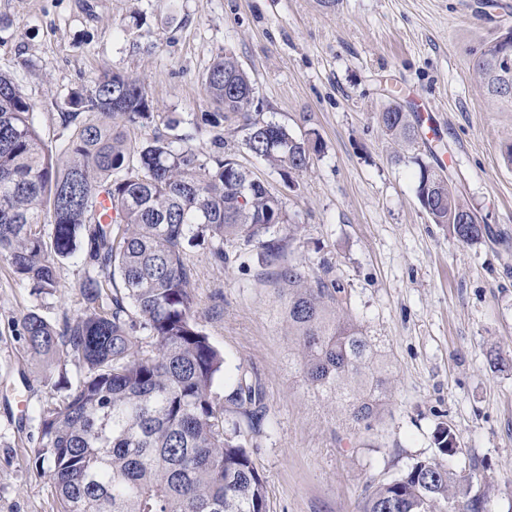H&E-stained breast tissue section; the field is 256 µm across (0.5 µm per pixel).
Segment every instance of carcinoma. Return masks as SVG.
Segmentation results:
<instances>
[{"label":"carcinoma","mask_w":512,"mask_h":512,"mask_svg":"<svg viewBox=\"0 0 512 512\" xmlns=\"http://www.w3.org/2000/svg\"><path fill=\"white\" fill-rule=\"evenodd\" d=\"M508 39L512 29L476 52L475 72L495 97L491 65ZM202 84L215 111L194 116L195 136L228 119L242 122L246 149L288 184L320 151L319 139H297L252 111L253 85L235 58L218 54ZM67 104L55 152L33 104L0 72V262L20 287L48 295L60 288V261L78 256L83 267L79 314L58 325L35 312L23 320L33 354L61 348L83 365L62 406L40 415L60 512H266L264 483L246 451L261 392L244 375L228 390L216 388L224 357L195 320L189 249L201 246L224 264L229 242L257 244L284 301L291 364L354 427L379 418L390 394L380 341L357 322L329 262L308 267L267 237L288 226L285 203L232 156L177 148L185 137L158 129L128 141L125 130L155 120L138 79L103 73L71 90ZM378 122L408 145L417 140L420 117L399 104ZM418 195L453 237L481 238L451 177L422 167ZM462 216L471 223H459ZM456 440L441 429L440 453L455 455ZM361 512H484V501L424 459L368 490Z\"/></svg>","instance_id":"obj_1"}]
</instances>
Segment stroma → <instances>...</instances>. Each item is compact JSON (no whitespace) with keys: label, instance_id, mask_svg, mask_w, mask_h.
I'll return each mask as SVG.
<instances>
[{"label":"stroma","instance_id":"35a3bbf8","mask_svg":"<svg viewBox=\"0 0 512 512\" xmlns=\"http://www.w3.org/2000/svg\"><path fill=\"white\" fill-rule=\"evenodd\" d=\"M510 29L512 0H0V72L30 99L47 145L68 90L102 72L140 79L164 122L190 132L211 109L201 79L222 52L248 73L264 119L299 139L318 134L321 152L290 188L245 148L237 120L224 123V149L282 196L298 231L274 235L289 257L331 261L359 324L380 338L393 374L379 420L350 427L295 373L257 245L229 247L224 265L189 251L196 319L224 356L219 386L244 375L262 392L247 449L267 512H360L368 487L421 459L467 478L487 512H512V107L490 99L473 68ZM393 102L432 118L413 145L377 121ZM437 161L480 241L459 242L420 205L419 167ZM81 275L78 259L64 261L61 296L37 295L0 264V512H59L33 463L39 415L83 365L34 356L20 332L32 311L52 323L79 313ZM443 427L458 437L447 459Z\"/></svg>","mask_w":512,"mask_h":512}]
</instances>
